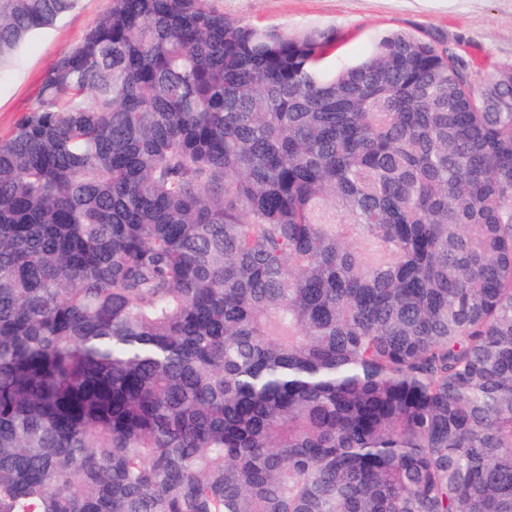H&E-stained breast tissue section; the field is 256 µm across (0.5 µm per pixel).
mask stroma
<instances>
[{"label":"stroma","mask_w":512,"mask_h":512,"mask_svg":"<svg viewBox=\"0 0 512 512\" xmlns=\"http://www.w3.org/2000/svg\"><path fill=\"white\" fill-rule=\"evenodd\" d=\"M225 17L261 28L336 34L334 59L365 58L383 35L425 32L467 60L512 63V0H210ZM112 0H78L53 26L32 35L15 66L0 74V136L36 102L40 78L109 11Z\"/></svg>","instance_id":"stroma-1"}]
</instances>
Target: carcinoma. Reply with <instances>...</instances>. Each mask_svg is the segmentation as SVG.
<instances>
[{
	"mask_svg": "<svg viewBox=\"0 0 512 512\" xmlns=\"http://www.w3.org/2000/svg\"><path fill=\"white\" fill-rule=\"evenodd\" d=\"M77 0H0V70ZM112 0L0 139V512H512V64Z\"/></svg>",
	"mask_w": 512,
	"mask_h": 512,
	"instance_id": "obj_1",
	"label": "carcinoma"
}]
</instances>
